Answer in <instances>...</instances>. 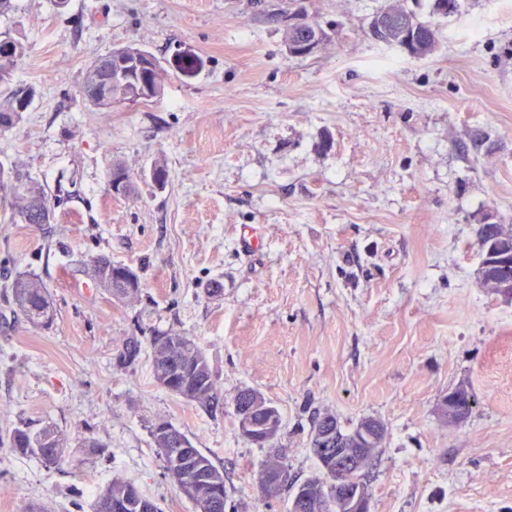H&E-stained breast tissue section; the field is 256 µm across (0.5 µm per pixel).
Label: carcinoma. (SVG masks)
<instances>
[{
    "label": "carcinoma",
    "instance_id": "1",
    "mask_svg": "<svg viewBox=\"0 0 512 512\" xmlns=\"http://www.w3.org/2000/svg\"><path fill=\"white\" fill-rule=\"evenodd\" d=\"M377 16L386 24L382 38L397 39L406 28L417 29L419 38L427 51H435L437 31L432 24L422 22L402 7L389 4ZM288 15L271 14L268 21L283 26L284 42L287 49L310 40L323 45L327 39L325 30L320 24L307 19L304 26L293 28L287 24ZM145 60L149 65L148 80L151 84L150 95L144 99L139 97L142 90L138 75L118 77V61ZM112 77V99L106 100L99 96L98 89L107 77ZM165 68L161 61L150 51L137 44H128L112 50L111 53L93 61L86 69L82 87L88 91L86 100L98 109L108 112L117 102L150 101L164 92ZM30 94L18 92L0 93V131L14 127L22 118L21 99ZM9 182L13 185L14 205L12 218L24 224H51L55 211L51 206L43 188L25 176L18 169L5 168L0 165V185ZM90 277L96 287L108 292L113 297L134 299L141 291V280L136 270L117 265L105 255H97L90 259ZM512 280V266L492 268L485 271L481 287L496 293L497 284ZM14 306L35 327L49 328L56 316V305L52 295L41 278L32 273H21L10 284ZM151 369L155 381L170 393L183 398L187 402L198 404L210 411L220 405L222 392L209 362L199 346L196 337L181 333H168L156 336L151 342ZM387 429L384 423L377 422L373 439L366 440L360 432V426L348 430L342 427L336 416L325 412L319 414L313 423L310 434V448L314 457H319L318 448L328 446L336 448L363 449L362 465L359 472L351 475L350 484L354 492L368 493V478L372 463L368 457L378 458L380 448L386 439ZM150 437L161 453L164 469L171 471L172 463L182 453L188 452L194 459V471L184 480H179L176 490L187 499H193L190 489L193 480L200 476H210L218 481L220 495L214 512H226L227 495L224 487V472L200 449L192 445L191 440L183 431L178 437L167 439L150 426ZM7 446L19 457L34 458L43 466L50 468L63 463L67 439L63 431L54 424H46L33 431L27 425L15 427L7 436L0 438V447ZM306 495L311 507L309 512H344L341 502L333 493L325 489V480L315 476L307 486ZM95 512H160L156 502L145 496L138 487L128 480H114L99 495Z\"/></svg>",
    "mask_w": 512,
    "mask_h": 512
}]
</instances>
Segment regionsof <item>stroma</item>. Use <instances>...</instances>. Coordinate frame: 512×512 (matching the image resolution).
I'll return each instance as SVG.
<instances>
[{
	"instance_id": "stroma-1",
	"label": "stroma",
	"mask_w": 512,
	"mask_h": 512,
	"mask_svg": "<svg viewBox=\"0 0 512 512\" xmlns=\"http://www.w3.org/2000/svg\"><path fill=\"white\" fill-rule=\"evenodd\" d=\"M401 2L437 30L425 59L371 37L388 0H308L328 40L307 57L268 21L288 0H12L0 15V39L25 47L9 87L34 92L0 162L69 193L54 223L24 224L0 186V436L52 422L68 441L57 468L0 447V512H93L115 478L193 512L151 441L160 417L223 468L227 512H287L257 486L243 388L280 410L298 480L317 471V414L372 417L388 433L370 512H512V299L481 288L476 234L489 213L512 226V0ZM131 42L162 61L164 93L100 111L78 94L85 70ZM116 164L134 194L110 190ZM98 254L139 273L137 300L91 288ZM24 271L53 295L51 328L11 302ZM167 333L197 338L216 411L155 382ZM133 336L141 353L119 366ZM460 385L472 413L451 426L438 407Z\"/></svg>"
}]
</instances>
